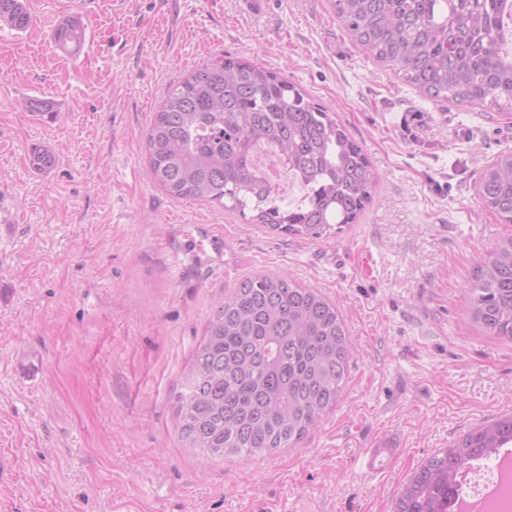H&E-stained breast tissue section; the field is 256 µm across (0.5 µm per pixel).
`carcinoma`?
<instances>
[{"label":"carcinoma","mask_w":512,"mask_h":512,"mask_svg":"<svg viewBox=\"0 0 512 512\" xmlns=\"http://www.w3.org/2000/svg\"><path fill=\"white\" fill-rule=\"evenodd\" d=\"M354 41L385 70L436 102L480 104L512 119V51L504 20L512 0H330ZM31 25L24 0H0V22ZM56 45L76 49L78 20ZM265 149L306 190L279 204L256 151ZM148 174L170 196L217 202L267 229L318 239L354 224L377 179L347 127L285 77L239 57L195 69L167 96L147 137ZM483 209L512 224V151L481 172ZM468 317L512 340V237L466 284ZM353 343L336 305L287 275L255 274L216 304L176 397L181 438L205 459L245 461L298 443L336 407ZM512 444V415L432 455L405 484L393 512H451L459 475Z\"/></svg>","instance_id":"carcinoma-1"}]
</instances>
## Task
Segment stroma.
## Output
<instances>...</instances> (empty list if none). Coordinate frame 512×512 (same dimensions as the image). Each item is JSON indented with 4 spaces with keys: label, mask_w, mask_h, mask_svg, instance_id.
<instances>
[{
    "label": "stroma",
    "mask_w": 512,
    "mask_h": 512,
    "mask_svg": "<svg viewBox=\"0 0 512 512\" xmlns=\"http://www.w3.org/2000/svg\"><path fill=\"white\" fill-rule=\"evenodd\" d=\"M27 7V31L0 25V512H392L425 460L512 413V342L469 324L462 289L512 236L476 195L512 122L421 96L330 0L251 15L243 0H98L74 55L51 38L63 0ZM224 56L280 73L347 125L377 178L359 223L273 234L149 179L154 112ZM37 148L52 169L32 165ZM258 272L336 303L355 339L346 386L295 447L206 462L184 447L175 400L217 301ZM30 353L33 381L15 369ZM384 442L396 453L371 473Z\"/></svg>",
    "instance_id": "1"
}]
</instances>
